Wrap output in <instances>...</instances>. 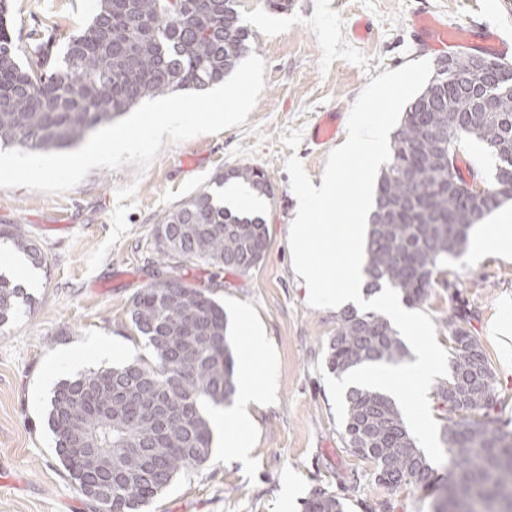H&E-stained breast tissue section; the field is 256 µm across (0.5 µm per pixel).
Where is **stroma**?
Returning <instances> with one entry per match:
<instances>
[{"mask_svg":"<svg viewBox=\"0 0 512 512\" xmlns=\"http://www.w3.org/2000/svg\"><path fill=\"white\" fill-rule=\"evenodd\" d=\"M92 2L12 0L21 63L34 57L31 29L54 33L55 50L63 52L69 36L90 22ZM418 13L438 17L452 37L488 28L512 44V0H288L279 11L269 0H241L252 51L265 62L264 90L243 125L163 144L142 172L133 165L92 169L63 194L0 189V228L33 240L48 259L27 289L30 307L0 328V512H96L59 464L47 424L58 383L93 368L62 358L85 353L94 337L151 358L128 311L133 295L156 278L157 216L244 163L265 170L275 190L263 213L268 243L261 261L244 274L201 261L168 274L209 289L224 309H253L275 352L279 397L256 413L249 464L213 448L208 462L178 474L145 512H282L280 491L290 482L297 486L294 512L317 488L341 498L346 512H430L434 492L378 483L342 439L326 382L315 370L326 361L336 314L311 307L291 269L288 226L297 199L285 168L287 158L298 157L311 180L320 181L331 148L315 145L310 134L323 114L337 113L344 125L372 79L412 61H440L414 35ZM298 128L300 145L284 146L282 135ZM131 183L129 231L88 270L89 253L110 234L116 191ZM454 308L465 310L468 327L483 342L498 380L497 417L512 431V260L467 252L449 260L420 306L443 347L444 321Z\"/></svg>","mask_w":512,"mask_h":512,"instance_id":"35a3bbf8","label":"stroma"}]
</instances>
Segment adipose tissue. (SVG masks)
<instances>
[{"label":"adipose tissue","instance_id":"obj_1","mask_svg":"<svg viewBox=\"0 0 512 512\" xmlns=\"http://www.w3.org/2000/svg\"><path fill=\"white\" fill-rule=\"evenodd\" d=\"M233 320L240 327L247 346L240 360L241 381L234 403L212 411L211 421L214 434L221 436L228 454L244 462L252 446L255 412L276 399L278 385L273 376L274 359L264 326L246 306L235 308Z\"/></svg>","mask_w":512,"mask_h":512}]
</instances>
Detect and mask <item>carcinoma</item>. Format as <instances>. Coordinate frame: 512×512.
Instances as JSON below:
<instances>
[{
    "label": "carcinoma",
    "mask_w": 512,
    "mask_h": 512,
    "mask_svg": "<svg viewBox=\"0 0 512 512\" xmlns=\"http://www.w3.org/2000/svg\"><path fill=\"white\" fill-rule=\"evenodd\" d=\"M239 0H97L89 25L69 38L64 56L36 32V61L22 65L9 0H0V147L46 152L71 147L147 97L202 89L232 73L250 51ZM474 139L496 159L492 188L473 194L458 176L453 144ZM391 161L374 190L365 248L367 291L387 285L409 305L426 302L433 277L465 248L471 229L512 200V83L496 84L458 68L433 74L406 108L391 140ZM264 195L274 190L253 165L220 172ZM14 247L36 265L40 250L12 233ZM262 218L234 215L207 190L158 219L162 265L201 260L250 271L262 258ZM159 271L131 299L129 316L153 361L89 371L61 381L48 424L55 454L97 512H139L176 475L212 454L202 411L237 392L235 358L224 309L208 291ZM30 302L21 284L0 275V327ZM327 367L338 377L361 363L398 365L409 354L384 316L344 310L336 316ZM448 380L436 389L442 477L385 394L351 388L343 438L381 484L436 485L432 512H512V432L494 417L497 379L479 338L458 312L445 320ZM336 495L315 489L303 512H344Z\"/></svg>",
    "instance_id": "carcinoma-1"
}]
</instances>
